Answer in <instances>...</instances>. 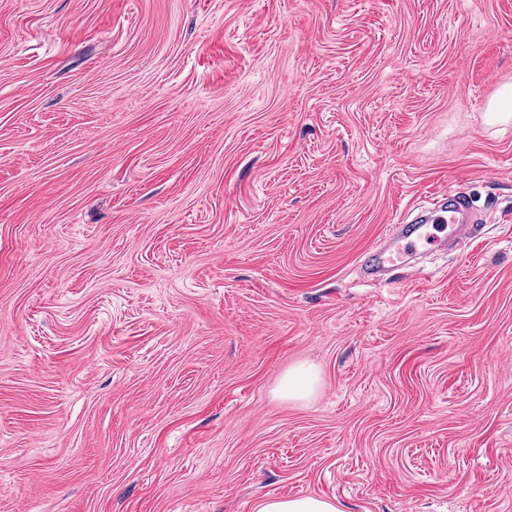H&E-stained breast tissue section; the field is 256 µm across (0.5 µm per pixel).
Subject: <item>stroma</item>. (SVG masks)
Listing matches in <instances>:
<instances>
[{
	"mask_svg": "<svg viewBox=\"0 0 512 512\" xmlns=\"http://www.w3.org/2000/svg\"><path fill=\"white\" fill-rule=\"evenodd\" d=\"M507 85L512 0H0V512H512ZM474 222L469 196L463 191L448 189V204L429 211L422 223L410 224L404 234L374 254L370 264L364 267V273L371 279H385L386 273L395 263L416 251L417 242L434 243L442 236L445 239L448 237V240L471 237L474 224L470 223ZM431 230L439 231L442 236H433ZM317 375L311 368L297 367L289 371L281 383V392L289 399H304L316 387ZM256 512H339L329 499L319 496H271L257 504Z\"/></svg>",
	"mask_w": 512,
	"mask_h": 512,
	"instance_id": "stroma-1",
	"label": "stroma"
}]
</instances>
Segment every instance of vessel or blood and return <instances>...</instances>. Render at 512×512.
Wrapping results in <instances>:
<instances>
[{"instance_id":"b4317fda","label":"vessel or blood","mask_w":512,"mask_h":512,"mask_svg":"<svg viewBox=\"0 0 512 512\" xmlns=\"http://www.w3.org/2000/svg\"><path fill=\"white\" fill-rule=\"evenodd\" d=\"M473 221L474 212L468 195L458 190L449 191L447 203L429 211L422 223L409 225L404 234L376 252L364 273L372 279L384 278L395 263L415 252L417 242L432 240L434 233H442L446 238L471 237Z\"/></svg>"}]
</instances>
